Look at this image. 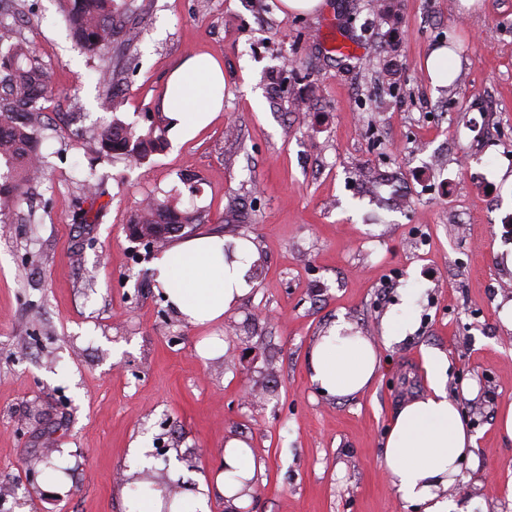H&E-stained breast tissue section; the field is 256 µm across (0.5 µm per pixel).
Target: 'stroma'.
Segmentation results:
<instances>
[{
  "instance_id": "35a3bbf8",
  "label": "stroma",
  "mask_w": 512,
  "mask_h": 512,
  "mask_svg": "<svg viewBox=\"0 0 512 512\" xmlns=\"http://www.w3.org/2000/svg\"><path fill=\"white\" fill-rule=\"evenodd\" d=\"M328 0L282 14L281 0H135L140 38L120 119L158 123L185 57L224 70V110L143 164L92 152L101 75L56 0H19L1 20L35 48L56 94L45 108L46 166L31 202L0 215V512H126L130 447L190 476L216 472L245 440L265 468L239 512H417L393 488L384 440L404 404L431 394L430 353L478 435L448 488L473 512H512V0ZM358 44L340 57L327 36ZM446 45L461 73L433 86L424 59ZM305 105L295 109V97ZM104 209L79 224L84 181ZM200 209L194 235L255 244L251 291L222 322L192 326L167 304L127 224L144 198ZM241 221L226 223L228 205ZM415 289L374 383L318 393L313 338L337 319L379 338ZM68 451L69 490L20 498L24 462Z\"/></svg>"
}]
</instances>
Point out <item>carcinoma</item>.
<instances>
[{
  "instance_id": "1",
  "label": "carcinoma",
  "mask_w": 512,
  "mask_h": 512,
  "mask_svg": "<svg viewBox=\"0 0 512 512\" xmlns=\"http://www.w3.org/2000/svg\"><path fill=\"white\" fill-rule=\"evenodd\" d=\"M64 20L82 51L101 63L106 78L105 97L101 106L117 112L124 97L114 91L121 81L128 57L136 45L139 30L135 23L137 8L131 3L116 0H58ZM0 161L6 171L0 172V213L18 208L27 198L29 189L37 183L44 157L38 152V136L43 127L44 103L52 98L54 90L46 80V72L33 48L8 25L0 22ZM94 148L111 158L130 159L138 164L167 147L165 129L158 126L146 131L134 124L114 119L96 127L92 135ZM84 203L78 219L87 221L101 196L98 188L86 185ZM203 222L197 209L178 207V199L151 198L132 216L128 230L146 234L152 225L158 232L168 234L183 227Z\"/></svg>"
}]
</instances>
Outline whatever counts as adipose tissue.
<instances>
[{"label": "adipose tissue", "mask_w": 512, "mask_h": 512, "mask_svg": "<svg viewBox=\"0 0 512 512\" xmlns=\"http://www.w3.org/2000/svg\"><path fill=\"white\" fill-rule=\"evenodd\" d=\"M162 107L183 134L210 124L224 109L219 64L202 55L186 57L169 77ZM256 257L251 240L236 241L230 248L223 237L202 235L163 250L152 269L167 303L190 325L204 326L221 321L249 292L246 273ZM405 322L402 314L388 317L376 340L337 320L312 343L311 383L327 397L359 395L378 374L379 344L398 341ZM443 368V360L434 358L432 393L405 404L393 418L384 445L386 469L400 499L422 512H472L470 503L446 494L462 460L474 458L477 444L460 405L448 396ZM260 468L244 441L229 439L215 476L201 475L190 482L179 468L169 470L168 484L179 488L170 512H210V501L217 495L237 512L248 500Z\"/></svg>", "instance_id": "obj_1"}]
</instances>
